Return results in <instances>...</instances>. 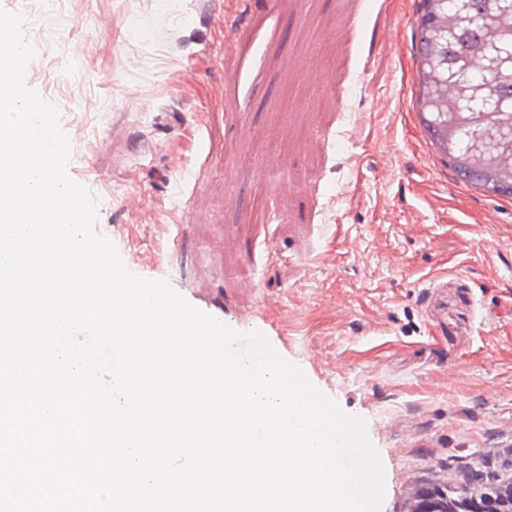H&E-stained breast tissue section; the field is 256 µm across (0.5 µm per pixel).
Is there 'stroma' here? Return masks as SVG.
Here are the masks:
<instances>
[{
	"label": "stroma",
	"mask_w": 512,
	"mask_h": 512,
	"mask_svg": "<svg viewBox=\"0 0 512 512\" xmlns=\"http://www.w3.org/2000/svg\"><path fill=\"white\" fill-rule=\"evenodd\" d=\"M0 1L46 56L26 86L95 143L67 173L97 231L362 417L381 512L512 478V198L458 182L414 125L419 0H79L48 44ZM495 478H484L480 473L465 474L462 481L456 483H429L420 487L412 497L409 509L412 511L413 507L418 502V498L423 493H432L437 501L443 502L446 498L448 500L460 498H475L481 500L482 498H506L509 492L512 495V482L505 484L504 482Z\"/></svg>",
	"instance_id": "stroma-1"
}]
</instances>
